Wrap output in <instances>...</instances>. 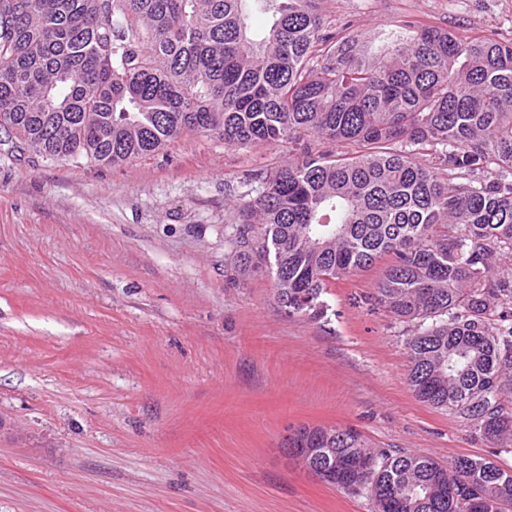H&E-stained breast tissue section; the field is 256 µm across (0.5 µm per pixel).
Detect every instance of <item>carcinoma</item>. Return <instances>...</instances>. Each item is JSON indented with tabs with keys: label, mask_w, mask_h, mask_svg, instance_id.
Returning <instances> with one entry per match:
<instances>
[{
	"label": "carcinoma",
	"mask_w": 512,
	"mask_h": 512,
	"mask_svg": "<svg viewBox=\"0 0 512 512\" xmlns=\"http://www.w3.org/2000/svg\"><path fill=\"white\" fill-rule=\"evenodd\" d=\"M273 23L252 29L248 2ZM321 0H0V125L18 148L116 166L185 132L288 143L243 180L237 259L266 265L288 316L393 256L375 286L415 396L512 442V40L407 13L363 36ZM431 156L429 166L419 157ZM309 467L374 512H509L512 469L372 448L304 427Z\"/></svg>",
	"instance_id": "obj_1"
}]
</instances>
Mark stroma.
I'll use <instances>...</instances> for the list:
<instances>
[{
    "instance_id": "1",
    "label": "stroma",
    "mask_w": 512,
    "mask_h": 512,
    "mask_svg": "<svg viewBox=\"0 0 512 512\" xmlns=\"http://www.w3.org/2000/svg\"><path fill=\"white\" fill-rule=\"evenodd\" d=\"M365 32L408 12L512 38V0H324ZM287 146L188 132L120 166L17 151L0 127V512H373L285 454L301 426L512 468V447L407 382L413 327L368 296L387 265L289 316L239 268L244 173Z\"/></svg>"
}]
</instances>
